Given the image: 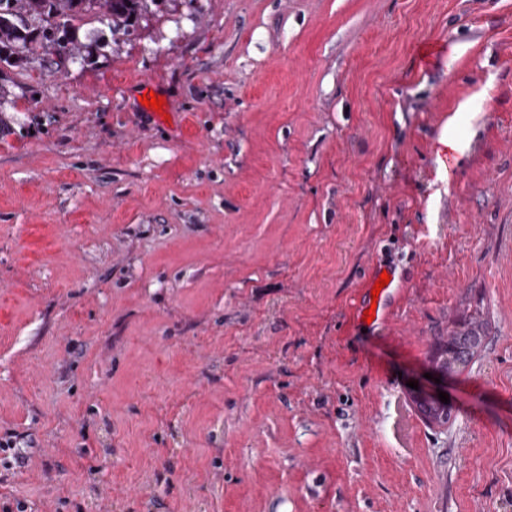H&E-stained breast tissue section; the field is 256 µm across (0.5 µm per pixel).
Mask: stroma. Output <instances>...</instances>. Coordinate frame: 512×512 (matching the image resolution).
I'll list each match as a JSON object with an SVG mask.
<instances>
[{"label":"stroma","mask_w":512,"mask_h":512,"mask_svg":"<svg viewBox=\"0 0 512 512\" xmlns=\"http://www.w3.org/2000/svg\"><path fill=\"white\" fill-rule=\"evenodd\" d=\"M109 35L0 78V512H512V0ZM483 323L477 319L460 325L454 336H450L448 345L437 356L440 370L455 372L460 366L468 365L484 341Z\"/></svg>","instance_id":"1"}]
</instances>
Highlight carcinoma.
Segmentation results:
<instances>
[{
  "label": "carcinoma",
  "instance_id": "obj_1",
  "mask_svg": "<svg viewBox=\"0 0 512 512\" xmlns=\"http://www.w3.org/2000/svg\"><path fill=\"white\" fill-rule=\"evenodd\" d=\"M156 0H0V72L24 66H42L44 56L67 60L78 51L76 21L90 13L100 15L115 36H129ZM484 341L477 319L460 325L437 356L447 373L468 365ZM417 404L430 421L448 419V413L426 400Z\"/></svg>",
  "mask_w": 512,
  "mask_h": 512
}]
</instances>
